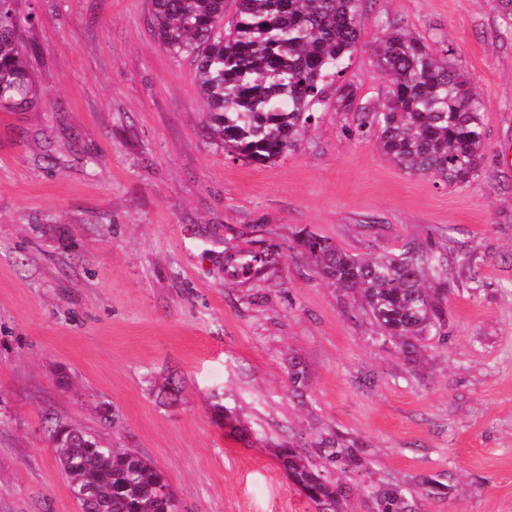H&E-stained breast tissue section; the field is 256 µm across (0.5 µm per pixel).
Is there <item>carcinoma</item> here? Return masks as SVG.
<instances>
[{
  "label": "carcinoma",
  "instance_id": "cac0c4a2",
  "mask_svg": "<svg viewBox=\"0 0 512 512\" xmlns=\"http://www.w3.org/2000/svg\"><path fill=\"white\" fill-rule=\"evenodd\" d=\"M362 0H237L224 21V0H151L154 37L166 51L193 58L200 98L214 140L230 156L271 164L296 146L335 96L350 118L351 134L375 136L395 166L448 185L469 181L483 149V103L469 80L448 68L421 39L394 26L374 52L390 78L386 103L357 102L350 83L336 84L361 39ZM17 0H0V110H26L38 102L28 53L18 44ZM297 247L322 279L353 292L382 335L412 360L420 342L442 319V270L429 248L407 243L394 254L361 257L324 236L301 230ZM269 254L238 259L243 275L259 271ZM56 453L70 488L95 484L92 512H180L165 473L134 449L108 448L95 436L64 425L53 430ZM324 464H313L293 445L279 449L289 479L316 512H344L346 495L331 469L358 472L360 445L333 432L312 441ZM377 512H412L397 487L375 491Z\"/></svg>",
  "mask_w": 512,
  "mask_h": 512
}]
</instances>
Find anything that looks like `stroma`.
I'll return each mask as SVG.
<instances>
[{"instance_id": "35a3bbf8", "label": "stroma", "mask_w": 512, "mask_h": 512, "mask_svg": "<svg viewBox=\"0 0 512 512\" xmlns=\"http://www.w3.org/2000/svg\"><path fill=\"white\" fill-rule=\"evenodd\" d=\"M18 8L40 95L0 111V512H80L55 419L149 457L183 512H315L276 449L332 431L367 459L333 473L347 512H375L385 484L416 512H512V0L362 4L359 102L386 99L372 46L395 25L482 98L461 187L399 170L331 109L275 163L233 158L149 0ZM303 229L443 257L444 323L416 360L294 249ZM270 245L272 265L236 272Z\"/></svg>"}]
</instances>
